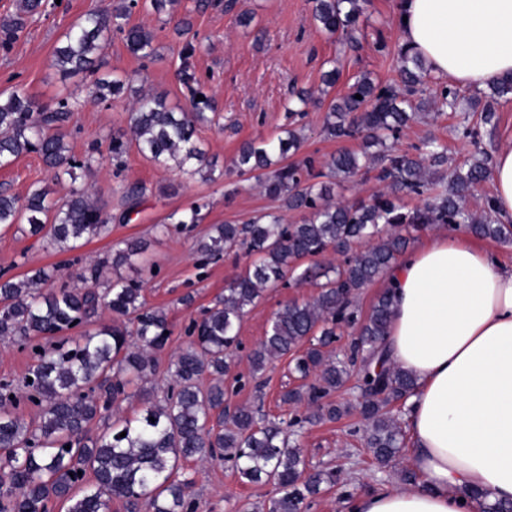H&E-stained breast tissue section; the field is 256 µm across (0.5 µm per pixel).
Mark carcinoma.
Segmentation results:
<instances>
[{
  "mask_svg": "<svg viewBox=\"0 0 512 512\" xmlns=\"http://www.w3.org/2000/svg\"><path fill=\"white\" fill-rule=\"evenodd\" d=\"M21 12L0 25V46L8 47L23 28L25 17L43 11L44 0H22ZM137 0H115L112 9L91 11L74 22L52 54L51 65L69 76L92 70L113 33L123 35L127 50L146 59L154 54L155 34L129 22ZM359 0H313L312 18L324 32L357 41ZM182 53L181 80L190 93L188 107H171L158 94H138L129 112V125L138 150L159 167L175 163L189 176L212 179L216 162L206 160L196 136L209 121V98L202 100L197 80ZM400 83L382 84L362 74L347 91L327 104L324 130L334 139L360 138L378 146L373 153L340 150L318 165L312 158L286 162L297 154L303 135L289 127L277 141L245 143L235 161L239 175L250 174L266 193L289 210L308 209L300 224L264 213L243 224H217L199 241L198 250L211 258L243 248L255 257L227 288L224 299L206 310L201 321L188 328L190 341L171 364L173 383L156 400L143 394L144 408L132 418L114 417L112 408L127 396L128 375L144 380L155 372L149 353L164 348L168 336L166 313L150 309L141 288L118 276L103 289L99 268L81 274L80 287L38 268L20 280L0 279V337L18 340L30 350L22 388L0 380V512H110L112 500L125 502L131 512H197L191 493L194 480L178 475L188 460L229 463L240 478L252 484L273 483L277 496L267 512H302L306 500L322 486L334 485V469L306 470L299 449L290 446V428L303 422L336 420L348 408L328 397L349 377L347 365L360 364L361 395L356 409L365 423L363 439L381 468L391 466L405 448L400 415L394 405L406 402L416 389L414 378L389 364L383 342L393 312V299L384 290L366 316L353 306L357 293L384 278L404 253L409 229L430 225L462 226L478 237L512 240V227L495 222L492 197L480 213L468 207L477 185L492 170L485 155L461 167L448 166L445 146L430 138L413 151L394 147L402 130L419 116L424 101L423 62L419 55L400 50ZM129 80H100L96 97H117ZM361 98H355V95ZM439 110L454 112L458 89L437 88ZM512 102V77L497 83L489 100L473 97L470 107L480 112V123L463 119L457 127L473 143L481 126L494 125L497 106ZM74 111L67 100L53 108L40 105L21 90L0 93V165L35 151L61 182L75 180L74 170L90 164L68 154L66 138ZM372 177L387 192L352 203L334 200V189L348 179ZM402 195L422 198L423 206L405 211ZM111 217L83 188L70 186L59 199L43 189L33 190L24 203L0 192V227L21 222L29 233L41 236L55 249L72 251L82 242L103 238ZM343 257L337 265L317 258L328 251ZM144 251L141 241L126 243L112 254V266L132 264ZM311 282L319 291L308 302L291 301L272 319L270 331L249 355L252 375L288 353L295 355L294 371L304 384L285 391L288 404L306 403L312 412L289 421L271 419L260 406L234 408L224 394V374L239 348L241 323L249 308L269 288ZM108 310L112 323L84 331L70 342L58 338L87 324ZM133 330H128L126 321ZM357 330L347 361L324 351L336 341V330ZM212 379L200 387L203 376ZM36 408L28 418L22 407ZM98 424L93 436L90 427ZM126 436H121V433Z\"/></svg>",
  "mask_w": 512,
  "mask_h": 512,
  "instance_id": "carcinoma-1",
  "label": "carcinoma"
}]
</instances>
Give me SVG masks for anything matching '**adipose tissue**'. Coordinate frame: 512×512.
Listing matches in <instances>:
<instances>
[{
	"mask_svg": "<svg viewBox=\"0 0 512 512\" xmlns=\"http://www.w3.org/2000/svg\"><path fill=\"white\" fill-rule=\"evenodd\" d=\"M401 40L431 73L479 90L512 76V0H398ZM494 208L512 221V139L493 161ZM394 311L383 346L410 372L418 479L378 485L345 512H478L512 502V268L438 234L386 277Z\"/></svg>",
	"mask_w": 512,
	"mask_h": 512,
	"instance_id": "obj_1",
	"label": "adipose tissue"
}]
</instances>
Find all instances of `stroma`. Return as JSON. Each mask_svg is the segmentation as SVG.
Here are the masks:
<instances>
[{
    "label": "stroma",
    "instance_id": "obj_1",
    "mask_svg": "<svg viewBox=\"0 0 512 512\" xmlns=\"http://www.w3.org/2000/svg\"><path fill=\"white\" fill-rule=\"evenodd\" d=\"M396 2L365 0L359 44L346 51L341 50L337 37L317 28L311 0H236L229 10L224 7L225 0H213L212 7L203 12L196 11L194 0H177L159 13L138 8L131 15L132 23L156 34L151 58L131 55L116 34L93 71L67 78L51 66L54 48L72 23L89 11L106 7L109 0H60L47 7L29 20L9 49H0V91L22 89L48 106L69 95L76 97L79 107L67 143L71 155L82 160L92 144L104 150L115 137L129 143L133 92L164 95L174 107L186 105L188 91L178 71L182 48L185 42H192L196 50L189 59L191 69L214 104L209 123L198 129V142L208 156L216 158L222 173L216 180L205 181L183 175L174 167L164 169L130 143L122 168H115L103 154L90 167L77 169L76 184L88 189L93 200L111 214L110 235L61 252L17 227L0 228V273L20 277L43 267L65 278L111 257L125 240L145 242L146 249L134 266L109 268L105 275L139 280L148 306L167 314L169 338L154 354L157 373L148 385L155 395H162L171 363L189 342L191 321L200 319L223 296L228 283L249 262L241 251L206 260L197 249L198 241L212 225L239 224L280 210L279 201L270 198L255 179L232 174L241 145L250 140H277L291 122L304 136L301 155L323 162L342 148L360 151L361 140L342 141L325 135L324 110L313 108L290 121L284 105L291 88L320 92L323 72L334 67L339 69L340 79L329 91L333 98L342 95L361 73L382 83H397L402 42L395 23ZM244 12L253 17L250 25L238 21ZM184 19L190 21L191 30L182 37L176 28ZM115 76L133 77L132 93L104 101L90 96L97 79ZM461 120V113L442 114L430 108L401 133L396 146L408 150L428 136H436L448 147L449 165L455 166L482 151L495 154L500 142L512 137V103L499 107L495 125L483 130L478 143L458 137L456 127ZM129 182L145 188L132 208L122 199L123 187ZM39 187L55 198L67 191L66 185L52 181L38 154H22L0 168V191L23 198ZM194 203L201 207L199 223L183 227L172 223V214L182 213ZM314 294L309 285L270 289L248 312L241 324L235 364L224 378L230 405L260 400L271 416H294L296 406L280 400L283 391L299 384L290 356L275 359L257 380L251 375L249 355L263 340L274 313L287 302H306ZM356 396L353 383H346L331 398L348 405V413L335 421L304 425L294 437L308 464L336 467L341 476L340 485L326 489L303 512H344L347 494L398 479L408 467L403 461L382 471L373 464L361 439V418L350 409ZM183 468L195 479L199 512H239L244 504L266 503L276 495L273 485L247 483L228 464L190 461Z\"/></svg>",
    "mask_w": 512,
    "mask_h": 512
}]
</instances>
